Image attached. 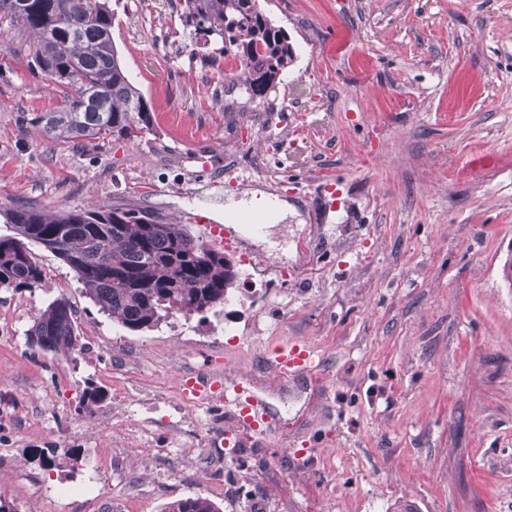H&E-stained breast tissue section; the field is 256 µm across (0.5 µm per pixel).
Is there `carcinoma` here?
I'll return each mask as SVG.
<instances>
[{"label":"carcinoma","instance_id":"obj_1","mask_svg":"<svg viewBox=\"0 0 512 512\" xmlns=\"http://www.w3.org/2000/svg\"><path fill=\"white\" fill-rule=\"evenodd\" d=\"M115 12L109 0H0V35L31 72L53 85L56 103L21 122L56 142H136L154 129V113L130 80L112 41ZM184 34L215 65L238 59L233 81L249 99L263 101L294 62L286 32L259 0H183ZM0 288H34L44 271L31 246L55 253L75 274L83 293L121 327L140 331L170 318L204 314L233 293L237 275L224 251L193 237L184 225L141 209L90 206L52 212L1 211ZM76 310L53 299L33 320L27 343L69 356L78 346ZM163 512H220L202 496L173 500Z\"/></svg>","mask_w":512,"mask_h":512}]
</instances>
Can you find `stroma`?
I'll list each match as a JSON object with an SVG mask.
<instances>
[{"label": "stroma", "mask_w": 512, "mask_h": 512, "mask_svg": "<svg viewBox=\"0 0 512 512\" xmlns=\"http://www.w3.org/2000/svg\"><path fill=\"white\" fill-rule=\"evenodd\" d=\"M261 6L294 62L256 103L223 78L238 61L194 57L180 0H118L112 39L155 115L135 143L19 127L54 99L0 54V210L141 208L203 240L244 192L289 210L236 226L233 301L137 332L35 247L41 285L0 288V496L18 512L197 495L220 512H512V0ZM60 296L80 334L68 357L26 341ZM294 341L320 365L284 380L269 353ZM203 366L254 379L273 434L188 403L180 377Z\"/></svg>", "instance_id": "obj_1"}]
</instances>
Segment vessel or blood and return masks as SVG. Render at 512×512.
<instances>
[{
  "label": "vessel or blood",
  "mask_w": 512,
  "mask_h": 512,
  "mask_svg": "<svg viewBox=\"0 0 512 512\" xmlns=\"http://www.w3.org/2000/svg\"><path fill=\"white\" fill-rule=\"evenodd\" d=\"M273 355L274 367L283 378L296 376L318 365L313 350L301 342L280 344ZM180 388L189 402L213 399L222 402L237 425L246 431L258 435L273 432L267 406L256 397H241L235 383L225 381L222 375L205 368L190 371L182 375Z\"/></svg>",
  "instance_id": "obj_1"
}]
</instances>
